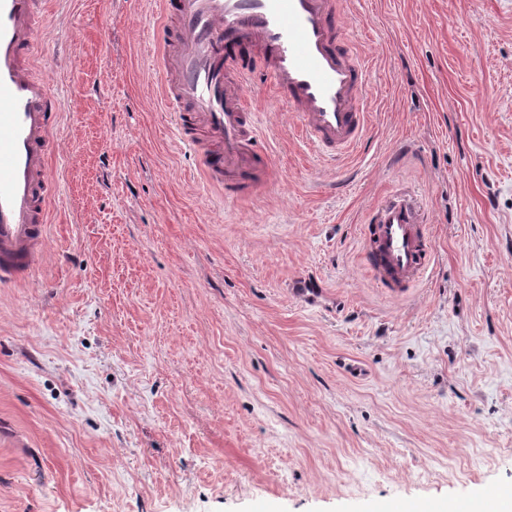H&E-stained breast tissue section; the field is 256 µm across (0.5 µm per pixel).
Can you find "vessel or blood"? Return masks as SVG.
I'll list each match as a JSON object with an SVG mask.
<instances>
[{
	"mask_svg": "<svg viewBox=\"0 0 512 512\" xmlns=\"http://www.w3.org/2000/svg\"><path fill=\"white\" fill-rule=\"evenodd\" d=\"M47 0H0V285L27 281L41 256L53 183L49 157L63 105L35 61ZM161 103L200 174L225 200L251 197L274 175L247 97L262 74L308 145L341 157L368 123L367 68L350 47L338 0H156ZM375 283L406 294L434 258L431 226L410 199L386 200L362 228ZM294 294L322 303L317 277Z\"/></svg>",
	"mask_w": 512,
	"mask_h": 512,
	"instance_id": "obj_1",
	"label": "vessel or blood"
}]
</instances>
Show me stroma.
Wrapping results in <instances>:
<instances>
[{
  "label": "stroma",
  "instance_id": "stroma-1",
  "mask_svg": "<svg viewBox=\"0 0 512 512\" xmlns=\"http://www.w3.org/2000/svg\"><path fill=\"white\" fill-rule=\"evenodd\" d=\"M354 156L258 123L227 204L157 100L154 0H48L63 110L33 277L0 287V512H408L512 485V0H340ZM407 191L436 257L375 288L359 227ZM316 270L336 310L288 293Z\"/></svg>",
  "mask_w": 512,
  "mask_h": 512
}]
</instances>
